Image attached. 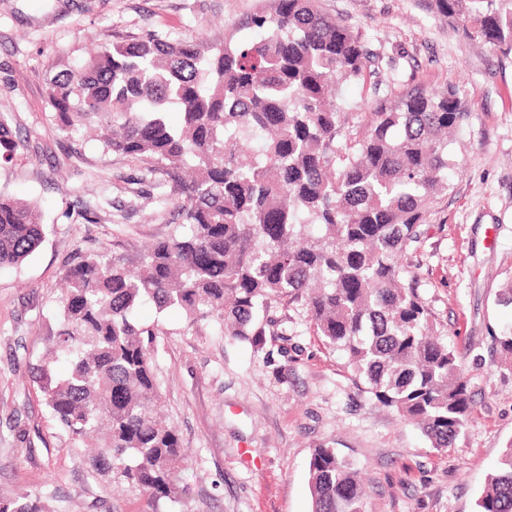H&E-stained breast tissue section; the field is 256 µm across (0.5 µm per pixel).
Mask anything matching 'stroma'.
<instances>
[{
  "instance_id": "obj_1",
  "label": "stroma",
  "mask_w": 512,
  "mask_h": 512,
  "mask_svg": "<svg viewBox=\"0 0 512 512\" xmlns=\"http://www.w3.org/2000/svg\"><path fill=\"white\" fill-rule=\"evenodd\" d=\"M368 44L376 64L344 82L346 130L377 99L455 87L467 118L451 146L462 165L431 204L408 255L415 286L462 356L475 407L448 451L433 450L355 384L342 352L324 344L303 306L258 314L260 348L225 336L216 318L140 310L158 322L153 362L163 414L190 456L175 512H311L307 461L326 444L358 468L365 512H475L512 439V367L492 334L512 323V55L465 38L430 0H320ZM275 0H0V110L25 147L0 168V193L35 203L45 241L0 271V502L28 494L50 512H142L140 489L97 471L91 451L46 407L37 372L55 344L62 273L80 253L138 265L179 231L170 186L141 161L105 152L89 132L58 130L50 79L100 44L148 34L171 40H253L247 18Z\"/></svg>"
}]
</instances>
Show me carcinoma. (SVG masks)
<instances>
[{"mask_svg":"<svg viewBox=\"0 0 512 512\" xmlns=\"http://www.w3.org/2000/svg\"><path fill=\"white\" fill-rule=\"evenodd\" d=\"M431 7L465 37L512 54V0ZM251 27L259 37L236 45L202 36L102 45L48 87L61 131L96 128L105 151L168 177L186 228L150 245L134 269L105 254L70 265L55 348L40 368L45 405L97 449L94 465L142 490L144 512L179 500L189 464L176 428L158 416L150 344L159 325L137 318L144 305L215 317L224 335L256 348L258 311L300 302L361 390L433 450L452 447L474 412L461 355L406 284V256L454 168L448 136L468 116L456 90L381 100L347 136L337 86L370 67L361 37L318 0H276ZM22 146L0 112V166ZM43 240L38 207L0 195V268L22 264ZM493 339L511 363L512 325ZM308 475L312 512H365L359 471L336 449H312ZM0 512L44 510L24 495ZM476 512H512V440Z\"/></svg>","mask_w":512,"mask_h":512,"instance_id":"carcinoma-1","label":"carcinoma"}]
</instances>
